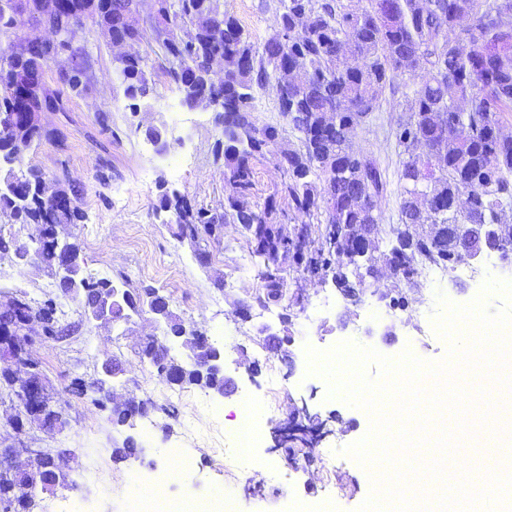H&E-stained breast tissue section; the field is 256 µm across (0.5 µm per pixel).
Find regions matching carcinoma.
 Returning a JSON list of instances; mask_svg holds the SVG:
<instances>
[{
	"mask_svg": "<svg viewBox=\"0 0 512 512\" xmlns=\"http://www.w3.org/2000/svg\"><path fill=\"white\" fill-rule=\"evenodd\" d=\"M70 11L88 13L99 28H120L126 15L136 12L137 0H69ZM159 11L174 15V28L147 18L149 38L164 51L168 73L178 85L183 103L222 100L224 140L215 155L224 157V209L194 207L185 198L160 195V207L176 213V232L182 239L198 234L195 248L207 252L210 242L224 234V225L236 224L256 260L263 282L255 297L267 308L287 300L282 262L300 255L294 272L313 276L333 274L354 298L376 278L388 256L400 254L392 274L395 285L411 283L423 264L451 268L473 243L464 229L449 232L450 224H499L501 241L512 248V139L500 128L512 112V0H367L353 9L344 0H278V29L257 47L239 21L221 10V0H155ZM194 34L178 35L184 27ZM85 43L84 25L66 30L56 45L33 43L19 58L0 53V73L20 66L38 82L49 64L74 97L88 93L89 73L77 80L60 62ZM350 55L358 64L344 65ZM224 62V77H212L211 61ZM124 97L136 109L153 92L139 56L115 58ZM427 77L415 81L417 70ZM277 89L280 113L298 133L297 147L284 153L288 177L260 204L251 201L253 161L276 144L279 130L258 126L251 119L254 91L268 85ZM412 88L407 119L397 123L395 139L401 161L399 223L383 232L378 201L387 181L372 156L355 151L351 140L363 115L373 112L385 93ZM37 107L64 106L52 89L41 87L33 97ZM64 139L57 128H33L29 144ZM30 194L19 201L0 187V210H8L21 224H80L83 210L55 213L41 186L43 172L24 168ZM294 215L293 232L283 235L287 213ZM356 244L366 254L353 258ZM70 247L75 263L70 279L87 289L88 302L80 316L96 320L104 304L117 297L124 320L154 305L163 324L160 341L150 336L141 344L140 358L150 361L159 377L172 385L201 388L222 383L200 374L195 365L181 364L172 353L185 331L170 310L169 299L155 288L132 287L125 274L121 283L86 272L80 246ZM12 310L0 311V328L37 315L43 336L64 338V314L58 297L47 294L36 301L22 292ZM104 403L112 380L99 378L77 393Z\"/></svg>",
	"mask_w": 512,
	"mask_h": 512,
	"instance_id": "cac0c4a2",
	"label": "carcinoma"
}]
</instances>
